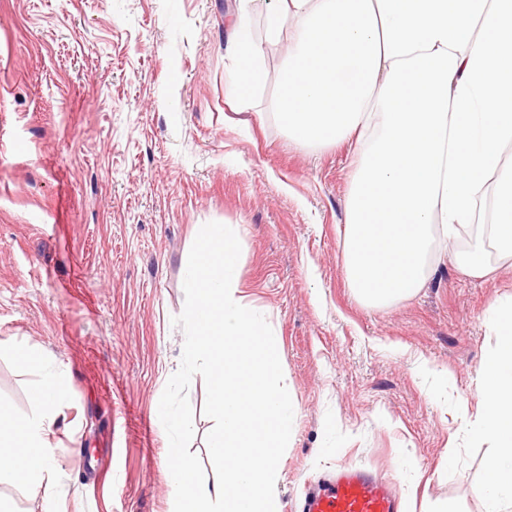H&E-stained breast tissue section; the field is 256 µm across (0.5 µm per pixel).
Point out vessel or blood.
Here are the masks:
<instances>
[{
  "label": "vessel or blood",
  "mask_w": 512,
  "mask_h": 512,
  "mask_svg": "<svg viewBox=\"0 0 512 512\" xmlns=\"http://www.w3.org/2000/svg\"><path fill=\"white\" fill-rule=\"evenodd\" d=\"M289 512H405L398 493L370 470L341 463L323 483L288 503Z\"/></svg>",
  "instance_id": "vessel-or-blood-1"
}]
</instances>
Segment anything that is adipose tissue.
Here are the masks:
<instances>
[{"instance_id":"obj_1","label":"adipose tissue","mask_w":512,"mask_h":512,"mask_svg":"<svg viewBox=\"0 0 512 512\" xmlns=\"http://www.w3.org/2000/svg\"><path fill=\"white\" fill-rule=\"evenodd\" d=\"M251 0H240L234 64L225 93L246 105L269 78L252 33ZM268 41L292 33L279 74V114L304 146L358 136L344 235L350 288L385 305L422 287L434 234L455 246L461 274L495 271L482 244L458 248L474 221L483 184L496 176L490 238L512 260V0H274ZM496 342L478 373L481 405L469 421L491 453L476 489L484 512H512V303L490 317ZM64 384L51 371L33 389L34 411L0 405V485L54 497L56 448L49 433Z\"/></svg>"}]
</instances>
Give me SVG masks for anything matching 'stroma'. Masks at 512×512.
<instances>
[{"mask_svg": "<svg viewBox=\"0 0 512 512\" xmlns=\"http://www.w3.org/2000/svg\"><path fill=\"white\" fill-rule=\"evenodd\" d=\"M237 9L0 0V404L30 414L40 376L17 351H38L68 381L54 512H173L153 405L180 365L184 261L216 221L239 238V294L272 327L296 407L281 512L341 462L391 480L410 512H482L488 449L459 405L478 407L512 262L476 280L448 259L414 297L359 302L343 258L355 143L294 142L273 78L232 110ZM188 396L208 470L202 377Z\"/></svg>", "mask_w": 512, "mask_h": 512, "instance_id": "obj_1", "label": "stroma"}]
</instances>
